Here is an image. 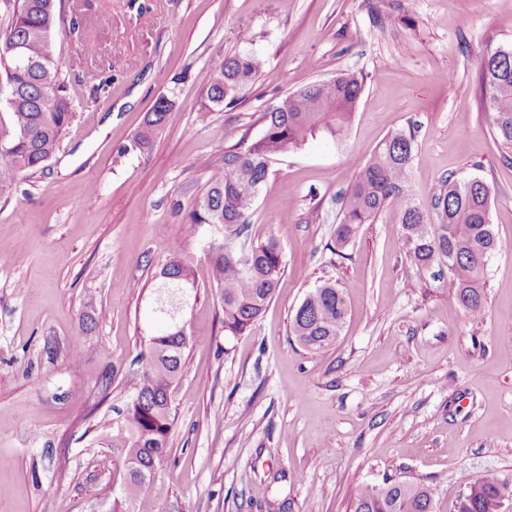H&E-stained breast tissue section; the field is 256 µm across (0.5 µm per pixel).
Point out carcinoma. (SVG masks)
<instances>
[{"mask_svg": "<svg viewBox=\"0 0 512 512\" xmlns=\"http://www.w3.org/2000/svg\"><path fill=\"white\" fill-rule=\"evenodd\" d=\"M12 14L0 32V70L6 76L8 104L15 133L0 144V196L17 188L22 174L45 169L74 117L71 90L54 60V34H76L93 46L96 34L77 13L63 15L56 0H3ZM265 61L240 50L206 71L203 87L210 104L232 109L246 86L263 70ZM483 112L505 151L512 152V46L480 56ZM363 91V76L342 72L290 93L265 112V131L246 148L224 153V167L213 170L204 191L183 217L187 233L205 224L223 235L209 243L211 282L220 290L224 335L251 332L272 300L284 271L283 252L272 234L251 239L249 217L269 177V161L297 151L318 135L343 141ZM173 97L162 94L146 113L133 147H149L173 108ZM415 156L413 131L390 134L344 195L336 242L347 244L357 227L406 196ZM491 190L479 178L443 182L430 203H410L401 217L406 255L416 269L447 266L456 298L471 320L486 315L483 284L488 257L496 250L490 223ZM242 238L248 249L234 241ZM197 288L192 267L183 259L167 263L154 277L151 323L143 366L132 384L124 419L131 434L123 465L126 493L112 499V512H157L167 491L156 471L169 451L172 389L182 373L188 345L181 301ZM347 315L342 292L324 282L310 290L292 318V334L310 351L321 350L340 336ZM436 488L431 484L388 479L384 486H357L352 512H435ZM512 499V480L487 473L460 496L457 512H502Z\"/></svg>", "mask_w": 512, "mask_h": 512, "instance_id": "1", "label": "carcinoma"}]
</instances>
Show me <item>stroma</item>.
Returning <instances> with one entry per match:
<instances>
[{
	"instance_id": "obj_1",
	"label": "stroma",
	"mask_w": 512,
	"mask_h": 512,
	"mask_svg": "<svg viewBox=\"0 0 512 512\" xmlns=\"http://www.w3.org/2000/svg\"><path fill=\"white\" fill-rule=\"evenodd\" d=\"M57 6L81 10L100 39L90 54L56 35L75 117L46 170L0 198V512H109L124 489L121 412L146 347L143 307L175 258L192 262L197 288L160 512H350L358 485L389 476L436 485V512H455L476 478L512 479V159L479 77L483 52L512 45V0ZM244 29L266 65L236 108L207 107L201 75L239 50ZM347 70L365 77L347 138L319 136L270 163L250 232L275 235L286 272L251 333L225 339L208 271L216 230L188 236L179 213L226 150L262 135L269 105ZM163 93L175 106L151 147L133 148ZM409 127L411 199L430 201L451 177L491 188L499 247L484 323L447 270L410 268L402 201L336 242L344 193ZM326 281L348 316L335 344L309 351L291 319Z\"/></svg>"
}]
</instances>
